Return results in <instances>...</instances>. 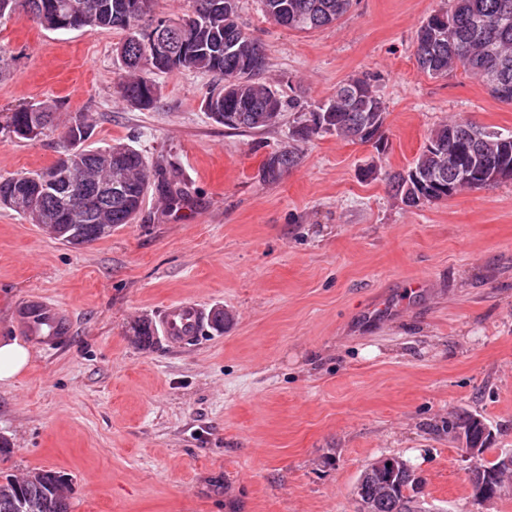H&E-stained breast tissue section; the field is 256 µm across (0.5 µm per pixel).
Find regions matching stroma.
Masks as SVG:
<instances>
[{
	"mask_svg": "<svg viewBox=\"0 0 512 512\" xmlns=\"http://www.w3.org/2000/svg\"><path fill=\"white\" fill-rule=\"evenodd\" d=\"M439 5L355 0L302 33L241 0L263 81L313 104L367 75L386 105L380 147L320 136L274 180L262 166L297 113L224 128L204 110L214 76L187 71L155 75L160 104L140 111L116 92L122 32L0 25V113L57 105L38 139L0 129V176L52 164L85 113L90 148L141 150L180 199L152 182L134 223L78 248L0 206V336L32 352L0 386V471L64 475L71 512H356L361 471L399 456L425 480V512H512V495L476 507L474 462L445 430L477 414L494 433L485 460L512 450V180L417 207L388 183L443 120L512 130V104L478 78L419 70L415 34ZM33 295L70 316L58 349L20 324ZM181 300L230 322L183 347L135 342V323Z\"/></svg>",
	"mask_w": 512,
	"mask_h": 512,
	"instance_id": "1",
	"label": "stroma"
}]
</instances>
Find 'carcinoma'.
I'll list each match as a JSON object with an SVG mask.
<instances>
[{"mask_svg": "<svg viewBox=\"0 0 512 512\" xmlns=\"http://www.w3.org/2000/svg\"><path fill=\"white\" fill-rule=\"evenodd\" d=\"M154 0H9L0 11V24L25 17L47 30L119 29L124 32L121 59L126 76L118 94L127 104L156 108L158 87L151 73L192 70L218 75L224 85L205 101L208 115L232 130H263L279 123L282 113H300L293 127L292 145L273 153L263 165L264 175L275 179L296 166L297 143L326 134L353 143L375 144L381 139L386 107L369 78L352 77L336 87L333 95L306 109L301 90L279 93L259 82L267 62L249 70L238 67L245 55L263 52L261 44L238 22L240 0H193L191 14L176 20L183 45L168 55L153 51L149 28ZM265 17L279 22L288 14V28L308 32L329 26L345 16L353 0H260ZM418 68L432 78L447 77L459 70L485 82L492 95L512 104V0H451L423 20L416 33ZM55 106L42 102L14 109L6 117L9 132L36 139L54 124ZM92 124L85 113L72 118L63 133L67 144L63 157L34 172L0 177V204L31 224L55 227L52 235L76 248L112 234V229L131 224L139 211L151 178L158 172L146 157L125 144L86 149ZM512 160V130L491 131L466 119L442 122L431 130L428 146L410 171L389 176L402 202L417 207L439 199L435 187L425 184L406 190L411 172L423 176L444 174L453 181L452 193L497 183L496 161ZM80 168L88 182H71L62 190L42 191L30 208L13 206L12 199L23 183L32 186L48 179L63 182L71 169ZM117 184L112 197L100 193L99 184ZM448 435L471 448H489L490 430L476 415L462 413L448 419ZM471 490L484 501L504 497L502 489L512 482V460L502 456L472 468ZM421 481L408 462L396 456H380L362 470L354 488L357 512H420ZM70 490L62 476L37 470L23 478L0 476V512H69Z\"/></svg>", "mask_w": 512, "mask_h": 512, "instance_id": "1", "label": "carcinoma"}]
</instances>
